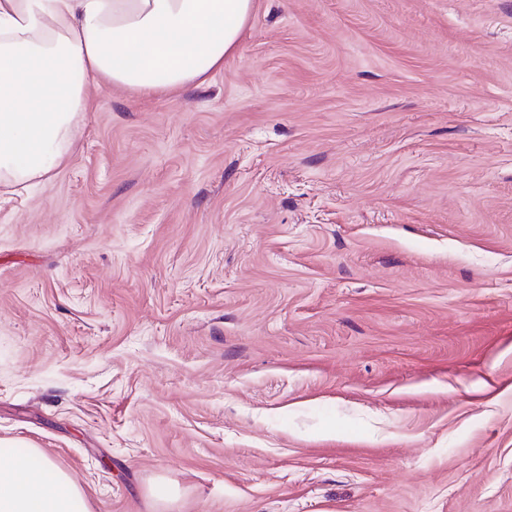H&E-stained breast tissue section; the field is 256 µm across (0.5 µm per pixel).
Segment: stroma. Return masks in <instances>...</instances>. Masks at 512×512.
<instances>
[{
    "mask_svg": "<svg viewBox=\"0 0 512 512\" xmlns=\"http://www.w3.org/2000/svg\"><path fill=\"white\" fill-rule=\"evenodd\" d=\"M254 4L0 204V441L92 512H512V0Z\"/></svg>",
    "mask_w": 512,
    "mask_h": 512,
    "instance_id": "obj_1",
    "label": "stroma"
}]
</instances>
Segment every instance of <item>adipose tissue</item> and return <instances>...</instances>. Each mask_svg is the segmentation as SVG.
Returning a JSON list of instances; mask_svg holds the SVG:
<instances>
[{
  "label": "adipose tissue",
  "instance_id": "1",
  "mask_svg": "<svg viewBox=\"0 0 512 512\" xmlns=\"http://www.w3.org/2000/svg\"><path fill=\"white\" fill-rule=\"evenodd\" d=\"M254 0H0V189L69 159L90 86L136 94L204 83L238 48ZM0 512H91L38 449L0 446Z\"/></svg>",
  "mask_w": 512,
  "mask_h": 512
}]
</instances>
